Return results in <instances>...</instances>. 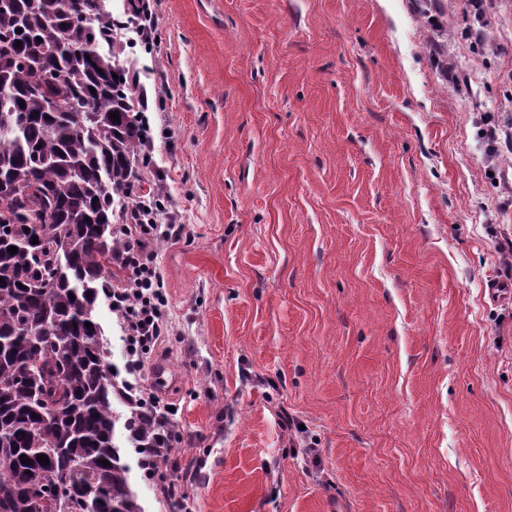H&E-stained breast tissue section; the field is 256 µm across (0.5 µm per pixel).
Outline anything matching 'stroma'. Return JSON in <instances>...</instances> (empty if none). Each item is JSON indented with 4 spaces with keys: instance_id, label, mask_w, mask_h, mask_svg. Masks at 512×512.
I'll list each match as a JSON object with an SVG mask.
<instances>
[{
    "instance_id": "1",
    "label": "stroma",
    "mask_w": 512,
    "mask_h": 512,
    "mask_svg": "<svg viewBox=\"0 0 512 512\" xmlns=\"http://www.w3.org/2000/svg\"><path fill=\"white\" fill-rule=\"evenodd\" d=\"M419 2L147 0L188 512H512V0Z\"/></svg>"
}]
</instances>
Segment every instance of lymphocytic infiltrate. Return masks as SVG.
<instances>
[{"label": "lymphocytic infiltrate", "mask_w": 512, "mask_h": 512, "mask_svg": "<svg viewBox=\"0 0 512 512\" xmlns=\"http://www.w3.org/2000/svg\"><path fill=\"white\" fill-rule=\"evenodd\" d=\"M121 232L126 245L118 262L126 270L127 280L123 287H113L106 292L120 324L125 353L127 378L122 382L121 393L135 407L138 419H164L169 415L167 402L142 383L145 358L173 333L165 316L168 299L163 292V276L151 244L157 239L180 242L188 236L187 227L183 224H125ZM175 439V434L167 431L161 441L140 449V466L148 477L163 479L164 474L173 470L171 448ZM161 489L164 495L171 497L174 506H182L183 500L173 494L170 482L163 479Z\"/></svg>", "instance_id": "1"}]
</instances>
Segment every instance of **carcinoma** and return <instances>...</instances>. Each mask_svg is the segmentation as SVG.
Listing matches in <instances>:
<instances>
[{
    "instance_id": "obj_1",
    "label": "carcinoma",
    "mask_w": 512,
    "mask_h": 512,
    "mask_svg": "<svg viewBox=\"0 0 512 512\" xmlns=\"http://www.w3.org/2000/svg\"><path fill=\"white\" fill-rule=\"evenodd\" d=\"M116 23L105 0H0V123L25 117L0 131V200L18 194L42 216L24 227L0 209V512H57L46 495L65 467L101 493L94 512H141L113 444L116 389L94 316L125 245L116 222L160 200L144 175L137 70L117 63L126 43L106 45Z\"/></svg>"
}]
</instances>
